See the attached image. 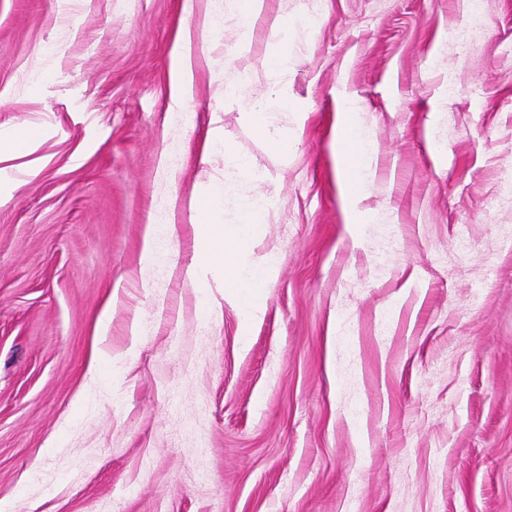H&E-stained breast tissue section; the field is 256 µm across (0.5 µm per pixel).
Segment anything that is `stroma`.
<instances>
[{
  "label": "stroma",
  "instance_id": "1",
  "mask_svg": "<svg viewBox=\"0 0 512 512\" xmlns=\"http://www.w3.org/2000/svg\"><path fill=\"white\" fill-rule=\"evenodd\" d=\"M480 2L473 28L464 0H265L254 23L225 0L179 105L174 35L210 0H0V142L39 133L0 164L10 512H512V0ZM284 10L309 20L279 41ZM210 133L250 175L194 153ZM215 180L225 224L263 210L248 320L223 273L186 275ZM354 115L351 105L346 106L344 112H338L337 154L340 177L347 197L353 204L354 223H367V211L358 209L357 205L364 198L373 150L370 143L359 134Z\"/></svg>",
  "mask_w": 512,
  "mask_h": 512
}]
</instances>
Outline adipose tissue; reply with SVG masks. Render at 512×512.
Here are the masks:
<instances>
[{
	"mask_svg": "<svg viewBox=\"0 0 512 512\" xmlns=\"http://www.w3.org/2000/svg\"><path fill=\"white\" fill-rule=\"evenodd\" d=\"M214 25V20L205 21L195 38L186 30L178 31L175 36L172 56L182 99H190L192 94V53L196 50L207 51L210 30ZM354 115V108L350 105L338 115L337 154L340 177L350 203L355 206L353 219L355 222L364 223L367 222L368 215L366 211L360 210L359 204L365 194L373 150L370 143L359 134ZM187 208L199 239V259L207 267L229 272L232 282L241 290L238 297L241 310L245 316H252L261 306L257 290L269 279V270L261 264L247 265L239 261L225 251L224 242L232 239L241 244L247 243L257 224L263 221L261 212L243 208L239 224L227 226L219 216L216 195L190 198Z\"/></svg>",
	"mask_w": 512,
	"mask_h": 512,
	"instance_id": "ef3b65f1",
	"label": "adipose tissue"
}]
</instances>
